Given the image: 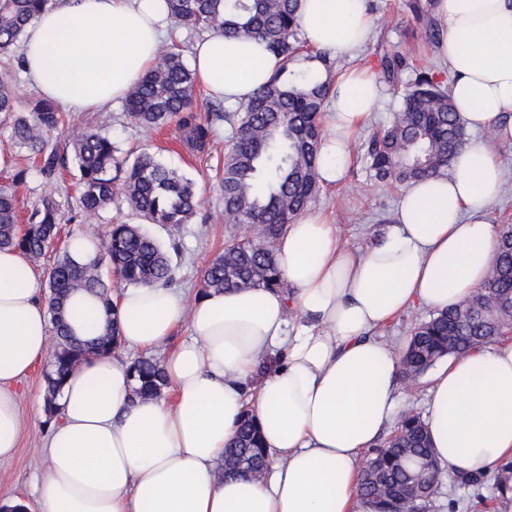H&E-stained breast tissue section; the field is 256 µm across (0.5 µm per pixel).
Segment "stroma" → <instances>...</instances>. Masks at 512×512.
<instances>
[{
    "instance_id": "35a3bbf8",
    "label": "stroma",
    "mask_w": 512,
    "mask_h": 512,
    "mask_svg": "<svg viewBox=\"0 0 512 512\" xmlns=\"http://www.w3.org/2000/svg\"><path fill=\"white\" fill-rule=\"evenodd\" d=\"M411 0H367L374 18L371 37L356 60L357 65L372 72H379L380 57L384 49L395 45L410 57L432 60V71L437 81L447 82L448 77L435 62V54L425 37V28L409 8ZM382 102L372 112L360 129L353 146L354 161L343 180L333 187L321 188L312 207L329 215L336 226L340 242L351 249H363L372 244L386 224L391 223L399 199V190L377 182L371 175L364 157L363 145L377 129L392 121L397 107V96L391 85H383ZM122 106L100 112L68 113L67 126L85 122L96 124L107 132L122 153H136L148 147L167 165L177 168L192 178L203 201L202 215L181 229H171L157 224L141 223L139 216L127 205L113 204L101 220L91 224L62 225L58 243L66 245L76 235L102 237L107 225L116 222L142 224L145 232L153 236L171 257L178 268L173 284L187 298L194 300L201 271L225 244L247 235L240 224L225 223L222 218L223 201L218 188L216 167L224 157V146L232 134L224 123L212 132V147L206 153H190L177 140L175 127L156 132L128 126L122 116ZM474 140L492 143L495 154L505 171L501 194L488 208V216L495 226L512 224V143L493 142L490 133H474ZM55 194L59 201L72 200L75 188L71 177L48 183L38 174H30L26 183L17 187V205L20 218H27L29 211L46 194ZM45 380L42 372H35L22 385L18 404L22 417V436L16 456L0 462V502L15 496L28 495L35 476L46 470L45 440L50 430L44 407ZM488 499L483 512H512V503L492 501L491 486L481 490L462 485L451 474H443L431 512H448L449 501L467 502L474 495Z\"/></svg>"
}]
</instances>
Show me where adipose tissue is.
I'll use <instances>...</instances> for the list:
<instances>
[{"label":"adipose tissue","mask_w":512,"mask_h":512,"mask_svg":"<svg viewBox=\"0 0 512 512\" xmlns=\"http://www.w3.org/2000/svg\"><path fill=\"white\" fill-rule=\"evenodd\" d=\"M305 44L343 59L364 49L366 0H297ZM436 48L465 128L512 143V0H436ZM169 19L164 0H57L28 28L29 83L69 112L124 98L154 63ZM260 41L209 36L193 66L211 95L239 103L281 67ZM319 182L339 183L351 144L377 106L375 75L333 78ZM503 172L490 145L460 148L448 175L402 193L393 224L372 246H343L319 211L275 243L286 289L211 291L194 302L172 288L120 289L123 343L152 350L189 324L190 341L162 362L168 396L133 395L129 364L84 360L69 375L46 438L48 468L32 484L39 512H371L356 489L363 458L395 419L400 377L392 340L377 329L414 307L434 312L474 296L496 259L487 207ZM45 282L26 257L0 250V461L19 448V384L49 356ZM76 336L105 332L99 299L73 295ZM282 351L280 365L260 372ZM271 465L264 478L223 477L217 466L246 414ZM425 425L441 465L486 473L512 457V342L450 358L431 379Z\"/></svg>","instance_id":"1"}]
</instances>
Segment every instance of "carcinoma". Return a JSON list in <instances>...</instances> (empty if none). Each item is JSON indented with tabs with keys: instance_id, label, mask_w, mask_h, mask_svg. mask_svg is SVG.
I'll list each match as a JSON object with an SVG mask.
<instances>
[{
	"instance_id": "carcinoma-1",
	"label": "carcinoma",
	"mask_w": 512,
	"mask_h": 512,
	"mask_svg": "<svg viewBox=\"0 0 512 512\" xmlns=\"http://www.w3.org/2000/svg\"><path fill=\"white\" fill-rule=\"evenodd\" d=\"M52 0H0V57L12 58L26 28ZM174 28L207 30L226 38L260 40L283 65L246 102L234 109L221 103L205 118L194 110L196 80L175 43L164 44L153 67L130 90L124 117L128 124L157 129L177 121L182 145L190 152L204 150L213 126L227 123L235 131L224 150L218 183L226 224H254L256 238L232 240L203 269L200 298L210 290L285 288L274 246L320 191L316 163L323 135L320 115L329 99L331 79L297 66L303 53L295 16L296 0H165ZM417 20L425 24L431 45L441 40L429 20L431 3L414 0ZM410 68L397 50L385 53L380 69L385 81L396 84ZM18 99L10 69L0 71V121L11 128L14 144L24 160L37 161L36 171L47 182L72 168L77 180L75 204L64 218L62 204L45 195L31 210L27 228L18 225L16 196L11 185H0V249L25 254L31 264L45 267L48 307L57 343L44 372L45 411L56 414L57 395L72 370L89 355H107L120 345L118 330L80 341L65 320L68 297L78 291L95 294L112 314V286L102 277L109 265L123 286H170L176 267L155 239L138 224H112L95 258L76 262L68 248L56 241L62 220L86 224L102 218L116 202H123L151 224L178 228L193 223L202 205L194 181L166 165L147 150L129 160L120 158L112 137L93 126L53 139L61 113L47 100L35 101L28 112L15 110ZM465 133L448 89L428 68L402 89L393 122L373 133L366 145L369 168L376 179L399 189L409 182L448 173ZM492 271L477 294L416 324L401 358L403 378L415 381L442 359L465 353L503 338L512 330V225H502ZM136 398L162 395L167 386L160 362L142 357L131 362ZM269 464L255 418L243 419L235 440L225 449L224 474L257 475ZM443 468L434 459L420 416L403 415L397 428L372 451L362 471L358 497L377 512H429ZM461 482L492 483L495 499L512 501V460L491 473L462 474Z\"/></svg>"
}]
</instances>
